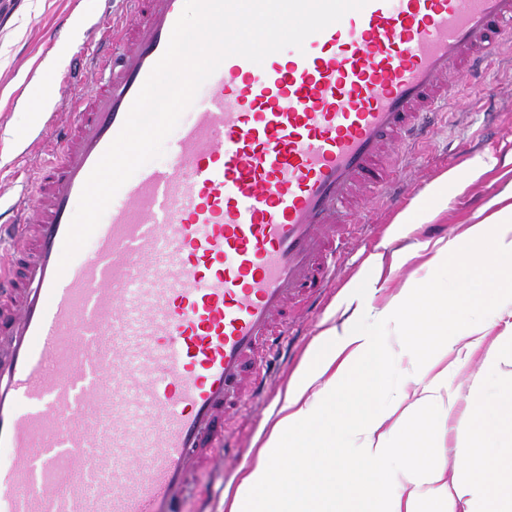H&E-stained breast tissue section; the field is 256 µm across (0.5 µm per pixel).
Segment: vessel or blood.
<instances>
[{
	"label": "vessel or blood",
	"instance_id": "1",
	"mask_svg": "<svg viewBox=\"0 0 512 512\" xmlns=\"http://www.w3.org/2000/svg\"><path fill=\"white\" fill-rule=\"evenodd\" d=\"M101 70L46 114L0 222V512H178L265 391L294 302L316 309L353 218L482 68L512 67V0H368L206 80L168 162L142 166L61 266L82 188L184 0H117Z\"/></svg>",
	"mask_w": 512,
	"mask_h": 512
}]
</instances>
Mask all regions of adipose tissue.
Segmentation results:
<instances>
[{
    "mask_svg": "<svg viewBox=\"0 0 512 512\" xmlns=\"http://www.w3.org/2000/svg\"><path fill=\"white\" fill-rule=\"evenodd\" d=\"M477 245L486 254L475 262ZM435 258L443 270L463 268L481 289H464L461 308L449 309L443 274L401 289L388 308L329 329L315 366L287 392L254 465L225 491L227 512H512V457L491 453L502 424L478 393L469 396L466 425L477 458L450 468L426 450L429 423L448 418L457 401L449 364L462 369L478 355L487 365L512 361V204L437 248ZM478 309L509 317L495 341L487 339L488 326L467 322ZM393 319L416 341L425 378L389 397L384 326ZM405 421L408 434L389 444L385 423ZM394 458L393 472L387 464Z\"/></svg>",
    "mask_w": 512,
    "mask_h": 512,
    "instance_id": "obj_1",
    "label": "adipose tissue"
}]
</instances>
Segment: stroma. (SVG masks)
I'll use <instances>...</instances> for the list:
<instances>
[{"label": "stroma", "instance_id": "obj_1", "mask_svg": "<svg viewBox=\"0 0 512 512\" xmlns=\"http://www.w3.org/2000/svg\"><path fill=\"white\" fill-rule=\"evenodd\" d=\"M104 8V0H0V188L5 193L33 178L43 155L42 147L34 142L39 129L27 123L31 88L45 67L58 70L91 52L93 40L83 31H72L71 22L80 16H101ZM62 40L69 41L72 49L60 59L55 49ZM450 110L447 124L427 143L412 146L408 152V164L401 174L409 191L408 204L422 201L442 175L466 174L476 158H494L498 167L464 190L449 192L446 205L429 222L396 223L397 213L389 208L356 217L349 227L347 253L336 271L338 286L322 311L293 317L288 337L292 360L283 364L273 379L270 403L245 404L227 418L226 436L240 453L225 458L213 477L203 478V485H215L220 491L237 486L268 437L290 383L314 353L325 329L341 326L357 309L382 310L407 284L433 279L438 271L433 244L448 242L468 225L489 216L490 201L512 184V170L501 165L502 160L512 158V69L502 65L497 79L464 85ZM374 257L381 258L384 275L365 299H357L348 286L364 276L368 261ZM386 340L393 353L387 388L392 394L413 386L422 375L410 357L412 343L401 335L397 324L389 325ZM448 385L458 390L460 400L449 420L437 422L433 451L452 458L465 445L458 427L470 390H478L499 418L512 417V400L506 395L512 387V363L487 367L474 360L465 370L449 369Z\"/></svg>", "mask_w": 512, "mask_h": 512}]
</instances>
